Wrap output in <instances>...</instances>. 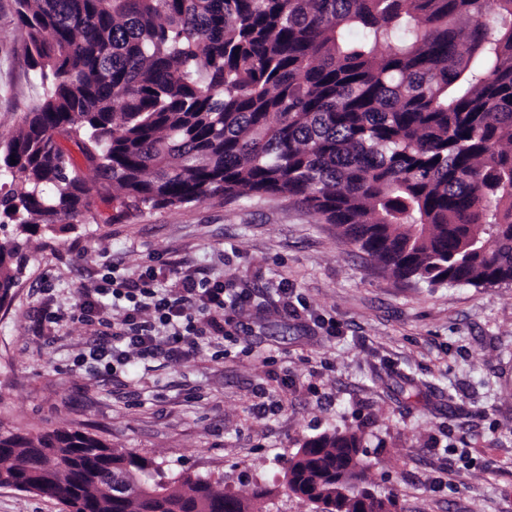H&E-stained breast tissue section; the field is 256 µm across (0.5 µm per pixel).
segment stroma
Segmentation results:
<instances>
[{
  "mask_svg": "<svg viewBox=\"0 0 512 512\" xmlns=\"http://www.w3.org/2000/svg\"><path fill=\"white\" fill-rule=\"evenodd\" d=\"M15 0H0V142L40 88ZM39 234L0 306V430L72 429L220 480L266 512H309L283 485L289 457L326 430L360 431L361 462L399 512H512V285L429 288L400 280L335 225L284 196L209 198ZM153 269L168 289L202 272L250 289L227 312L223 352L111 371L86 362L93 326L70 319L78 290ZM287 281L296 315L275 290ZM61 314L41 324L44 310ZM414 381L417 395L401 392Z\"/></svg>",
  "mask_w": 512,
  "mask_h": 512,
  "instance_id": "1",
  "label": "stroma"
}]
</instances>
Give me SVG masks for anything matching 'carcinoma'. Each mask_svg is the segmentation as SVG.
<instances>
[{"instance_id": "cac0c4a2", "label": "carcinoma", "mask_w": 512, "mask_h": 512, "mask_svg": "<svg viewBox=\"0 0 512 512\" xmlns=\"http://www.w3.org/2000/svg\"><path fill=\"white\" fill-rule=\"evenodd\" d=\"M46 92L0 143V305L42 227L282 195L394 276L512 283V0H16ZM75 146L78 163L65 147ZM361 436L288 459L313 512H396ZM0 487L67 512H260L80 430L0 433Z\"/></svg>"}]
</instances>
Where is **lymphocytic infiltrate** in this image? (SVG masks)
Listing matches in <instances>:
<instances>
[{"label": "lymphocytic infiltrate", "instance_id": "1", "mask_svg": "<svg viewBox=\"0 0 512 512\" xmlns=\"http://www.w3.org/2000/svg\"><path fill=\"white\" fill-rule=\"evenodd\" d=\"M251 301V294L234 288L232 282L192 275L181 278L174 294L145 271L112 278L110 286L92 293L78 292L73 309L85 319L103 303H110L114 315L99 318L103 339L89 356L116 368L132 351L143 359L161 356L180 361L199 350L201 338H223L225 311Z\"/></svg>", "mask_w": 512, "mask_h": 512}]
</instances>
